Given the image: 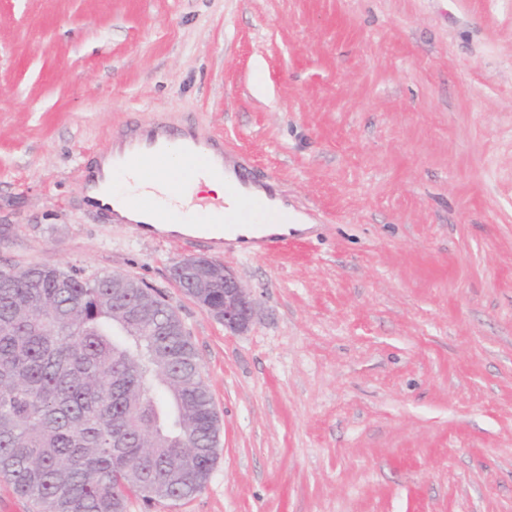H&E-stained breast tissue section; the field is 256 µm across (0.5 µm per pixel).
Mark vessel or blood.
<instances>
[{"label":"vessel or blood","instance_id":"obj_1","mask_svg":"<svg viewBox=\"0 0 512 512\" xmlns=\"http://www.w3.org/2000/svg\"><path fill=\"white\" fill-rule=\"evenodd\" d=\"M175 149L190 167L199 166L224 177L240 215L238 223L182 222L173 230L170 217L151 199L111 194L109 187L117 172L158 170ZM81 177L85 206L102 214L108 223L129 225L143 240L182 242L219 252L260 253L285 239L284 234L266 231L260 223L268 215L269 204L284 197L275 179L254 175L248 160L232 155L222 136L205 135L191 126L173 129L161 115L151 122H133L113 132L110 144L93 163L82 168Z\"/></svg>","mask_w":512,"mask_h":512}]
</instances>
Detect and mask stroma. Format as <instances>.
<instances>
[{
	"mask_svg": "<svg viewBox=\"0 0 512 512\" xmlns=\"http://www.w3.org/2000/svg\"><path fill=\"white\" fill-rule=\"evenodd\" d=\"M223 133L312 225L220 260L81 205L112 129ZM165 297L220 417L194 497L128 512H512V0H0V270ZM175 281L186 284L193 298L214 318L224 324V328L240 333L253 322L256 303L251 292L239 278L224 264L206 257H187L176 262L172 268ZM221 286V288H219ZM224 288L221 302L212 299L213 291Z\"/></svg>",
	"mask_w": 512,
	"mask_h": 512,
	"instance_id": "stroma-1",
	"label": "stroma"
}]
</instances>
